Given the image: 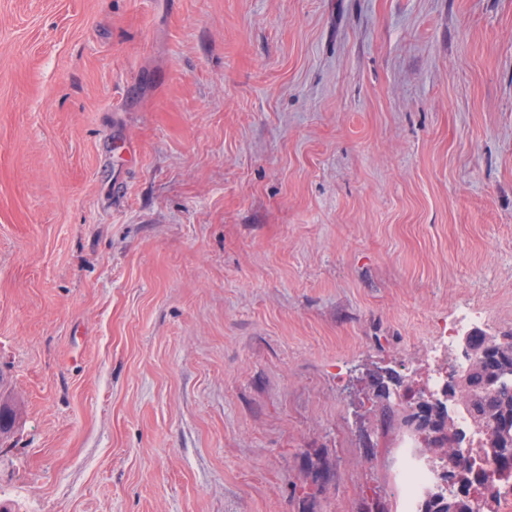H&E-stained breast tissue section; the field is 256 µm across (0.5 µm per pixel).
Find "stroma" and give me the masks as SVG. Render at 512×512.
I'll return each instance as SVG.
<instances>
[{
    "label": "stroma",
    "instance_id": "obj_1",
    "mask_svg": "<svg viewBox=\"0 0 512 512\" xmlns=\"http://www.w3.org/2000/svg\"><path fill=\"white\" fill-rule=\"evenodd\" d=\"M512 332V0H0L7 512H397L376 380Z\"/></svg>",
    "mask_w": 512,
    "mask_h": 512
}]
</instances>
